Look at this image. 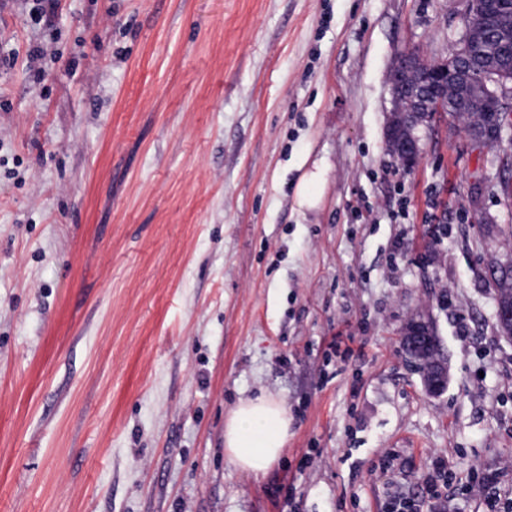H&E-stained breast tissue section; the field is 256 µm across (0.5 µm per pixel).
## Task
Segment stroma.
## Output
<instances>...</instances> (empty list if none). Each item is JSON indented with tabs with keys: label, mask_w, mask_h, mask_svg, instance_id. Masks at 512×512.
Here are the masks:
<instances>
[{
	"label": "stroma",
	"mask_w": 512,
	"mask_h": 512,
	"mask_svg": "<svg viewBox=\"0 0 512 512\" xmlns=\"http://www.w3.org/2000/svg\"><path fill=\"white\" fill-rule=\"evenodd\" d=\"M468 9L0 0V512H489L512 170L461 127L411 171L385 140L395 59L448 56ZM426 313L439 396L400 349ZM263 391L291 425L254 477L224 420Z\"/></svg>",
	"instance_id": "1"
}]
</instances>
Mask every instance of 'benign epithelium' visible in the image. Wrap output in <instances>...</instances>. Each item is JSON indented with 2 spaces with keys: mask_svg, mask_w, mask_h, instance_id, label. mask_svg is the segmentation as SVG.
<instances>
[{
  "mask_svg": "<svg viewBox=\"0 0 512 512\" xmlns=\"http://www.w3.org/2000/svg\"><path fill=\"white\" fill-rule=\"evenodd\" d=\"M464 62L433 63L420 56L405 54L393 65L392 73L401 78L399 91L405 109L389 113L385 127L387 146L401 156L400 164L414 169L423 154L420 131L430 129L436 112L479 110L492 120L484 127L466 133L476 147L493 139L503 145L507 118L512 116V0H470L469 13L458 40ZM460 91L456 105L448 104L443 91L448 85ZM494 316L500 338L512 342V293L494 288ZM403 354L421 367L424 391L442 394L448 387L450 368L440 356V341L431 317L415 316L400 330Z\"/></svg>",
  "mask_w": 512,
  "mask_h": 512,
  "instance_id": "7a95c632",
  "label": "benign epithelium"
}]
</instances>
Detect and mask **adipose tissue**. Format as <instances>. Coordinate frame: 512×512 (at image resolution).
Returning a JSON list of instances; mask_svg holds the SVG:
<instances>
[{
    "label": "adipose tissue",
    "mask_w": 512,
    "mask_h": 512,
    "mask_svg": "<svg viewBox=\"0 0 512 512\" xmlns=\"http://www.w3.org/2000/svg\"><path fill=\"white\" fill-rule=\"evenodd\" d=\"M289 426L283 401L265 393L241 400L224 421L227 462L247 474H266L288 441Z\"/></svg>",
    "instance_id": "adipose-tissue-1"
}]
</instances>
